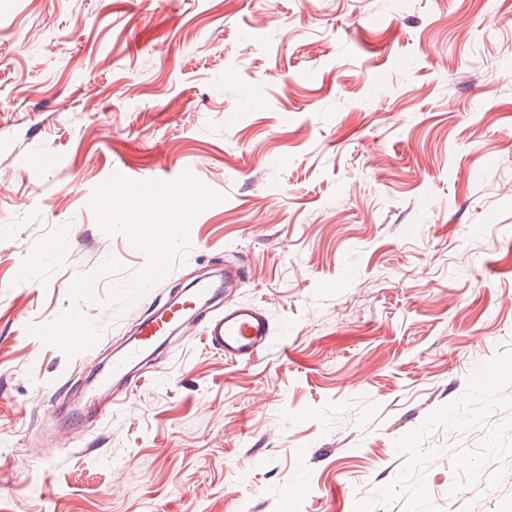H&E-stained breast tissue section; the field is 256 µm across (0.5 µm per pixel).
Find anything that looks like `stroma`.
<instances>
[{"mask_svg":"<svg viewBox=\"0 0 512 512\" xmlns=\"http://www.w3.org/2000/svg\"><path fill=\"white\" fill-rule=\"evenodd\" d=\"M223 202L121 315L114 169ZM242 267L249 361L186 322L68 424L153 300ZM79 325L96 346L42 332ZM512 512V0H0V512ZM56 409L66 415L72 416L73 420L79 422L82 418H96L102 411L94 396L87 398L81 409H75L69 392L58 393L53 400Z\"/></svg>","mask_w":512,"mask_h":512,"instance_id":"obj_1","label":"stroma"}]
</instances>
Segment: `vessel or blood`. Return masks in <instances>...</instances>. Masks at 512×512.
Masks as SVG:
<instances>
[{
  "label": "vessel or blood",
  "mask_w": 512,
  "mask_h": 512,
  "mask_svg": "<svg viewBox=\"0 0 512 512\" xmlns=\"http://www.w3.org/2000/svg\"><path fill=\"white\" fill-rule=\"evenodd\" d=\"M242 273L233 266L225 267L223 283L199 281L191 291L170 295L154 302L141 321L134 340L112 360L99 383L129 388L142 378L144 370L157 359L158 351L174 335L185 316H204L203 339L206 344L230 359L247 360L264 348L271 336L266 314L251 304L224 305L225 289L237 287ZM59 412L74 421L97 417L101 411L95 398H88L82 408H74L69 393L55 396Z\"/></svg>",
  "instance_id": "obj_1"
}]
</instances>
